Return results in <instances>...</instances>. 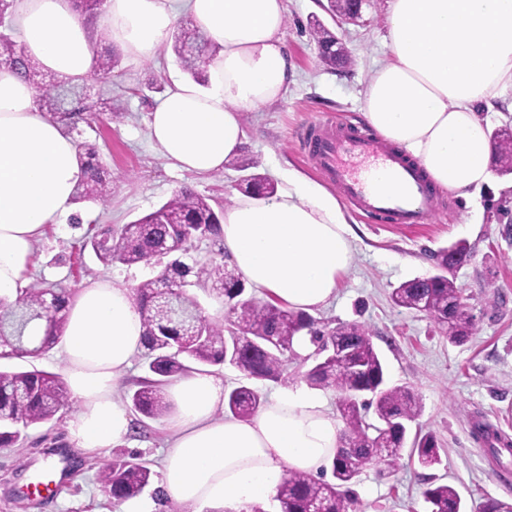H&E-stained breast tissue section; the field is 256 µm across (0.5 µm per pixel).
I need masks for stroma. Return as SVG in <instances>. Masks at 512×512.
Instances as JSON below:
<instances>
[{
    "label": "stroma",
    "instance_id": "stroma-1",
    "mask_svg": "<svg viewBox=\"0 0 512 512\" xmlns=\"http://www.w3.org/2000/svg\"><path fill=\"white\" fill-rule=\"evenodd\" d=\"M327 4L286 0L288 89L271 105L243 111L247 141L219 173L178 170L149 138L151 110L171 79L185 75L170 45L151 61L118 55L111 74L89 75L91 116L72 136L93 147L111 172L112 194L107 206L77 204L74 215L46 228L34 248L28 282L59 283L76 293L89 279L109 276L134 287L153 275L154 267L104 265L83 245L87 230L94 224L117 229L131 223L181 187L209 197L220 210L240 196L243 179L254 174L277 186L290 169L321 181L304 157V126L323 113L362 124L365 86L387 53V0H365L359 18L349 22L336 20ZM317 20L346 45L351 56L346 67L334 69L320 60L310 35ZM436 198L433 223L412 227L373 224L347 210L356 233L354 262L331 304L313 313L322 328L358 322L371 331L388 384L408 385L419 394L424 409L418 424L441 446L443 463L431 470L407 454L391 468L367 466L352 486L353 512H428L423 493L434 478L456 487L470 505L490 498L512 502V456L494 458L476 430L481 424L512 441V174L494 175L469 206L442 188ZM457 240L466 241L472 255L454 273L473 316L472 335L462 345L449 343L424 314L390 300L400 283L434 274L433 253ZM73 412L66 407L57 423L28 429L22 445L0 448V512H111L113 501L99 474L113 451L75 449L69 435ZM165 435L162 421L149 419L133 444L121 448L140 455L153 471L144 492L127 500L129 512L149 501L155 512L171 510L155 496ZM59 463L66 472L51 497L30 490L37 471Z\"/></svg>",
    "mask_w": 512,
    "mask_h": 512
}]
</instances>
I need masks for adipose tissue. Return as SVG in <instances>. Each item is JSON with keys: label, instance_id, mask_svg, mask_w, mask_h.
I'll return each instance as SVG.
<instances>
[{"label": "adipose tissue", "instance_id": "ef3b65f1", "mask_svg": "<svg viewBox=\"0 0 512 512\" xmlns=\"http://www.w3.org/2000/svg\"><path fill=\"white\" fill-rule=\"evenodd\" d=\"M284 0H104L93 40L75 0H16L14 23L44 73L79 81L97 56L152 60L180 17L216 49L203 82L176 80L149 115L150 137L172 166L223 170L246 140L241 113L277 101L290 65ZM388 57L374 69L361 114L403 148L433 183L467 200L492 179V142L480 110L504 107L512 89V0H388ZM35 90L0 62V295L26 281L35 242L74 210L86 164L61 123L34 105ZM225 252L263 297L311 312L330 303L354 257L353 229L338 198L289 171L272 197L225 207ZM66 377L77 447L127 443L133 419L121 376L144 348L143 321L128 288L100 276L67 304ZM169 437L161 486L183 512H242L268 499L291 472L319 473L339 446L340 425L305 387L270 397L246 421L224 415V384L204 369L168 387Z\"/></svg>", "mask_w": 512, "mask_h": 512}]
</instances>
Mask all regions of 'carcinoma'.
I'll use <instances>...</instances> for the list:
<instances>
[{"mask_svg": "<svg viewBox=\"0 0 512 512\" xmlns=\"http://www.w3.org/2000/svg\"><path fill=\"white\" fill-rule=\"evenodd\" d=\"M173 50L184 70L199 80L208 65L209 55L188 58L184 47L205 43L207 38L196 26L182 27L172 36ZM0 59L13 64L32 78L37 64L27 57L24 45L7 33L0 32ZM81 96L72 90L71 82L58 80L39 87L37 105L55 120L67 121L83 111ZM87 157V177L75 190L74 200L93 204L106 203L111 195L110 174L94 163L95 151L76 144ZM492 159L501 173H512V138L497 136ZM276 188L260 175L251 176L245 192L271 197ZM223 212L214 209L209 199L189 188L175 192L171 198L150 214L117 230L106 232L99 244L98 258L107 265H159L161 271L140 281L134 287L145 328L143 358L150 377L128 395L131 409L145 418L159 420L170 410L166 386L196 367L221 365L224 341L238 342V355L227 363L239 369L247 379L283 381L288 353L301 332H313L312 341L319 343L314 364L307 370V381L316 387L332 389L339 394L337 412L343 422L339 448L331 463L335 482L317 480L304 472H293L279 482L274 499L280 512H350L355 497L350 486L372 463L393 465L399 459L409 427L422 415L423 404L407 386L386 384L382 360L376 351L372 334L362 324L346 323L327 333L315 331V320L304 311L290 309L276 299L260 300L243 297L246 283L224 261L210 259L188 264L165 263L156 256V245L169 240L180 251L191 248L192 239L183 237L178 228L204 225L209 237L220 239ZM469 254L463 240L442 248L435 254L437 273L401 283L392 292L393 302L409 310L421 312L432 320L440 333L452 344L465 342L471 334L473 316L463 301L454 281L457 269L454 256ZM224 297L229 315L222 320H206L208 338L197 342L183 334V329L158 319L154 306L162 285L171 290L169 296L184 311L202 315L198 300L182 290L186 277ZM53 296L56 315L45 323L31 317L41 299ZM72 297L70 289L59 283L39 282L20 290L13 300L0 297V334L7 344L0 349V358L17 355L38 358L55 347L66 329L65 303ZM338 344L351 351L354 364L338 365L321 359L325 347ZM69 402L68 388L56 373L42 370H0V415L7 422L0 426V447H14L21 440V431L37 424L55 420ZM264 406L261 394L247 383H240L225 392L224 412L239 420H248ZM390 419L373 422L366 411ZM411 454L424 468L442 463L435 437L415 433ZM151 468L135 455H118L99 475L112 498L122 502L141 494L150 484ZM430 512H462V498L449 484L432 485L424 491Z\"/></svg>", "mask_w": 512, "mask_h": 512, "instance_id": "cac0c4a2", "label": "carcinoma"}]
</instances>
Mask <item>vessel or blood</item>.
I'll use <instances>...</instances> for the list:
<instances>
[{
	"mask_svg": "<svg viewBox=\"0 0 512 512\" xmlns=\"http://www.w3.org/2000/svg\"><path fill=\"white\" fill-rule=\"evenodd\" d=\"M308 159L354 210L377 224L431 223L437 202L421 166L373 131L320 119L307 125Z\"/></svg>",
	"mask_w": 512,
	"mask_h": 512,
	"instance_id": "obj_1",
	"label": "vessel or blood"
}]
</instances>
